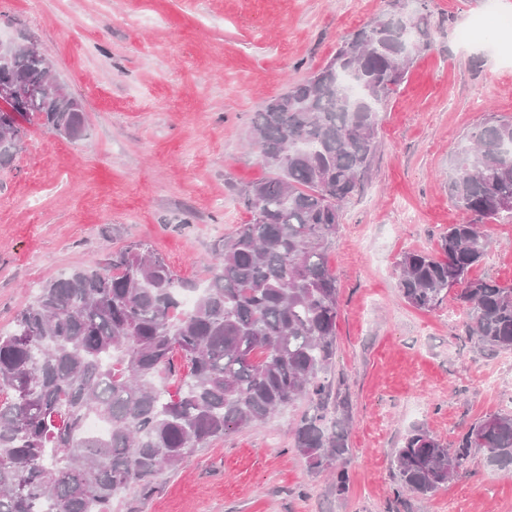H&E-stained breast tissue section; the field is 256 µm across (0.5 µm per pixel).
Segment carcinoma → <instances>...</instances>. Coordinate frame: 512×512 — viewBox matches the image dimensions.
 Listing matches in <instances>:
<instances>
[{
  "label": "carcinoma",
  "mask_w": 512,
  "mask_h": 512,
  "mask_svg": "<svg viewBox=\"0 0 512 512\" xmlns=\"http://www.w3.org/2000/svg\"><path fill=\"white\" fill-rule=\"evenodd\" d=\"M362 27L304 81L267 101L254 128L274 174L252 184V220L224 241L193 304L164 259L142 243L105 266L48 282L0 335V512H112L115 494L149 487L189 451L266 421L302 398L314 405L294 429V448L311 468L333 471L345 494L348 433L327 420L339 301L328 245L341 206L359 188L377 151L379 105L427 47L426 16L404 28ZM47 58L23 48L0 62V81L41 85ZM78 141L88 127L65 87L24 104H0V166L22 140V122ZM448 195L470 221L451 224L434 253L398 261L403 300L433 311L447 298L465 307L470 335L512 351V285L476 278L487 255L479 224L511 216L512 119L472 129ZM178 377L169 395L161 380ZM483 448L489 463L512 467V412L473 424L450 447L425 426L410 429L391 465L397 494L430 497Z\"/></svg>",
  "instance_id": "cac0c4a2"
}]
</instances>
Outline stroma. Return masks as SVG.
<instances>
[{"label": "stroma", "mask_w": 512, "mask_h": 512, "mask_svg": "<svg viewBox=\"0 0 512 512\" xmlns=\"http://www.w3.org/2000/svg\"><path fill=\"white\" fill-rule=\"evenodd\" d=\"M426 49L379 114V148L342 205L327 259L339 288L328 379L349 415L350 488L310 469L293 432L302 399L266 423L194 449L112 512H512V473L473 449L434 497L397 495L391 456L409 428L442 442L512 400V354L468 333L459 304L410 307L403 253L432 251L463 213L448 179L471 129L512 117V31L462 39L487 0H413ZM397 0H0V37L32 38L82 103L72 141L24 123L0 168V332L47 282L148 243L190 287L252 214L246 190L270 176L256 112L306 78ZM493 246L474 277L512 284V218L484 223Z\"/></svg>", "instance_id": "1"}]
</instances>
